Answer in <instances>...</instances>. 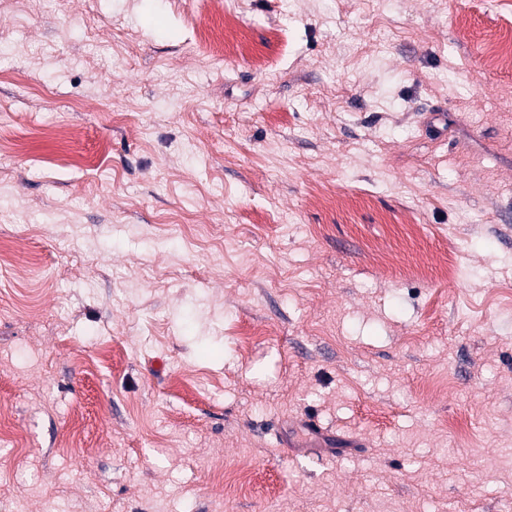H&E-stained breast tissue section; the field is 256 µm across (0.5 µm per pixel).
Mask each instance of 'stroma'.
I'll use <instances>...</instances> for the list:
<instances>
[{"instance_id":"35a3bbf8","label":"stroma","mask_w":512,"mask_h":512,"mask_svg":"<svg viewBox=\"0 0 512 512\" xmlns=\"http://www.w3.org/2000/svg\"><path fill=\"white\" fill-rule=\"evenodd\" d=\"M511 22L0 0V512H512ZM300 429L306 432L313 447H317L319 452L328 456L338 455L344 451V448L354 447L348 439L337 437L335 432L321 428L310 421L302 423Z\"/></svg>"}]
</instances>
